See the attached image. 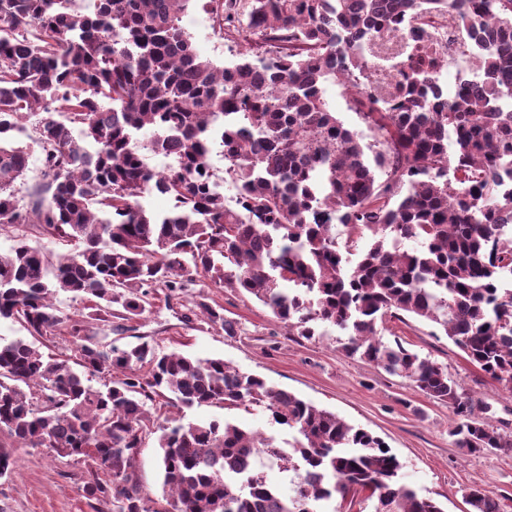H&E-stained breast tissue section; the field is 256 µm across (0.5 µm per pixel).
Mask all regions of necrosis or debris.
Returning a JSON list of instances; mask_svg holds the SVG:
<instances>
[{
  "label": "necrosis or debris",
  "instance_id": "4bbe7bcc",
  "mask_svg": "<svg viewBox=\"0 0 512 512\" xmlns=\"http://www.w3.org/2000/svg\"><path fill=\"white\" fill-rule=\"evenodd\" d=\"M358 57L366 65L360 92L385 109L398 96L401 73L409 67L424 65L438 85L451 75L459 83H467L477 71L467 29L444 11H428L410 20L385 21L379 33L362 40Z\"/></svg>",
  "mask_w": 512,
  "mask_h": 512
}]
</instances>
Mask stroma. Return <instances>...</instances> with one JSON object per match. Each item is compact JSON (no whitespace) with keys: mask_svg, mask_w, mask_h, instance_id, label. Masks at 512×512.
I'll return each mask as SVG.
<instances>
[{"mask_svg":"<svg viewBox=\"0 0 512 512\" xmlns=\"http://www.w3.org/2000/svg\"><path fill=\"white\" fill-rule=\"evenodd\" d=\"M182 25L201 57L219 66L237 61V47L225 43L200 0H191ZM200 300L222 305L225 316L238 322L237 335H225L207 324L196 307ZM54 305L60 315L85 316L87 334L107 337L114 346L130 347L144 336L166 353L220 358L336 413L384 442L402 465V481L419 495L439 501L444 512H468L465 492L475 486L492 491L501 512H512V454L469 453L457 447L452 434L455 416L448 404L429 399L408 378L348 355L336 327H322L320 336L310 340L288 335L261 303L206 280L196 281L177 301L157 296L150 312L122 332L86 317L85 302L70 295H58ZM381 337L447 367L462 391L480 402L481 420L512 434V394L470 364L438 326L411 316L402 322L390 319ZM160 413L186 422L226 419L273 435L283 447L295 437L259 408L169 405ZM10 453L16 467L10 477L0 478V512H112L111 503L85 498L84 468L72 458L44 448L14 447Z\"/></svg>","mask_w":512,"mask_h":512,"instance_id":"1","label":"stroma"}]
</instances>
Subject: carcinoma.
<instances>
[{
	"mask_svg": "<svg viewBox=\"0 0 512 512\" xmlns=\"http://www.w3.org/2000/svg\"><path fill=\"white\" fill-rule=\"evenodd\" d=\"M190 2L90 0L82 9L76 0H0V226L38 224L81 244L55 258L20 233L0 254V321L76 343L70 359L0 339V432L83 463L84 496L111 500L112 512H159L136 475L153 433L147 402L168 392L187 407L258 406L302 440L286 450L229 421L172 417L157 427L173 512H338L328 505L360 493L377 500L376 512H444L400 482L401 464L381 440L335 413L222 359L159 353L147 340L106 349L51 299L70 294L110 325L143 316L160 290L181 298L198 278L243 291L306 339L318 323L339 328L348 354L451 405L458 447L511 454L512 436L477 419L448 369L383 342L378 322L409 315L440 326L512 394V111H503L512 0H447L475 32L478 82L443 96L426 70L411 68L395 111L360 112L371 143L327 105L326 65L356 87L349 50L379 16H415L433 0H206L212 20L268 46L243 40L242 59L223 67L201 59L181 25ZM54 102L68 120L54 118ZM42 112V181L24 211L14 187L29 153L15 140ZM171 150V170L147 165ZM215 152L241 208L226 204L209 174ZM153 190L173 207L141 208ZM338 224L372 237L351 269ZM410 239L420 248H404ZM197 307L235 334L222 305ZM114 370L120 376L102 389L85 383L86 373ZM253 456L288 473V491L258 466L242 475ZM465 497L470 512H500L491 491Z\"/></svg>",
	"mask_w": 512,
	"mask_h": 512,
	"instance_id": "1",
	"label": "carcinoma"
}]
</instances>
